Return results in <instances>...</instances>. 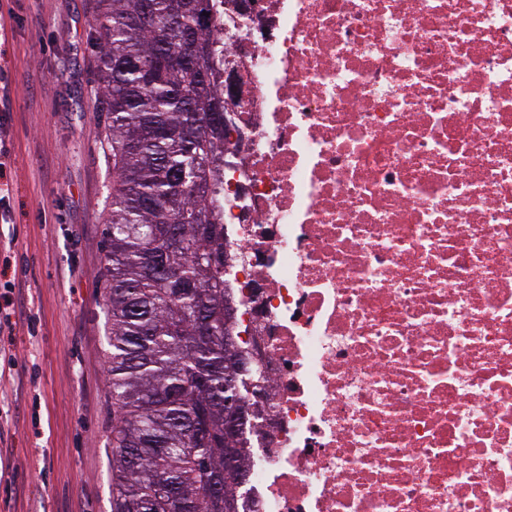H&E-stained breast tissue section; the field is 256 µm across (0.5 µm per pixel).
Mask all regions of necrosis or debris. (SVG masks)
I'll use <instances>...</instances> for the list:
<instances>
[{"instance_id": "necrosis-or-debris-1", "label": "necrosis or debris", "mask_w": 512, "mask_h": 512, "mask_svg": "<svg viewBox=\"0 0 512 512\" xmlns=\"http://www.w3.org/2000/svg\"><path fill=\"white\" fill-rule=\"evenodd\" d=\"M238 2L243 512H512V0ZM237 375L242 378L251 395L258 396L260 394L264 372L257 360L248 358L244 352H241L238 357Z\"/></svg>"}]
</instances>
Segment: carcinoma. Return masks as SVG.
I'll use <instances>...</instances> for the list:
<instances>
[{
	"label": "carcinoma",
	"instance_id": "obj_1",
	"mask_svg": "<svg viewBox=\"0 0 512 512\" xmlns=\"http://www.w3.org/2000/svg\"><path fill=\"white\" fill-rule=\"evenodd\" d=\"M213 0H98L112 512H239L242 398L224 287V90Z\"/></svg>",
	"mask_w": 512,
	"mask_h": 512
}]
</instances>
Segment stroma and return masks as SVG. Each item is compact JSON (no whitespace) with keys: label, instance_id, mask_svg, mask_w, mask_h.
Masks as SVG:
<instances>
[{"label":"stroma","instance_id":"35a3bbf8","mask_svg":"<svg viewBox=\"0 0 512 512\" xmlns=\"http://www.w3.org/2000/svg\"><path fill=\"white\" fill-rule=\"evenodd\" d=\"M97 0H0V282L20 290L0 337V512H112L108 323L99 272L112 156L98 107Z\"/></svg>","mask_w":512,"mask_h":512}]
</instances>
